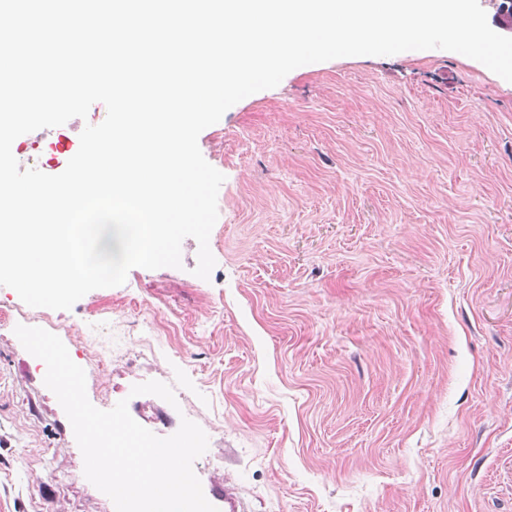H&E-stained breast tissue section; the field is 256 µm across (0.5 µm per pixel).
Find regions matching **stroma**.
Instances as JSON below:
<instances>
[{
  "instance_id": "stroma-1",
  "label": "stroma",
  "mask_w": 512,
  "mask_h": 512,
  "mask_svg": "<svg viewBox=\"0 0 512 512\" xmlns=\"http://www.w3.org/2000/svg\"><path fill=\"white\" fill-rule=\"evenodd\" d=\"M87 119L12 145L64 171ZM225 176L209 279L130 269L72 309L0 286V512H110L17 325L127 400L218 512H512V83L440 50L301 66L198 137ZM172 387L176 404L133 385Z\"/></svg>"
}]
</instances>
